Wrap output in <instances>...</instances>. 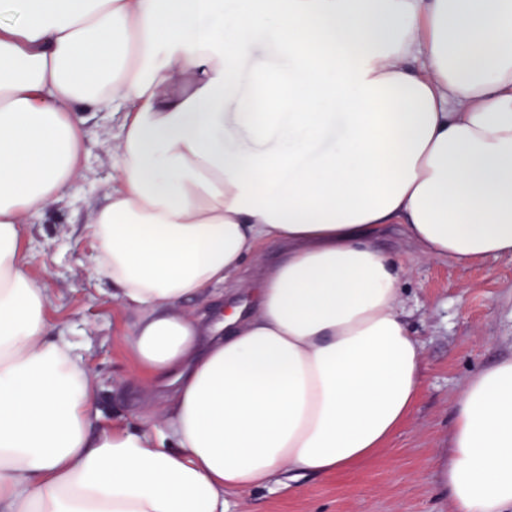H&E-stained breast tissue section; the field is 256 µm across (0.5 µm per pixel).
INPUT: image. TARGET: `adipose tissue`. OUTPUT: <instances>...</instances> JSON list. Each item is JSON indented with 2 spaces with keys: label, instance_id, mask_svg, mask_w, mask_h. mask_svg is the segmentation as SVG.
<instances>
[{
  "label": "adipose tissue",
  "instance_id": "ef3b65f1",
  "mask_svg": "<svg viewBox=\"0 0 512 512\" xmlns=\"http://www.w3.org/2000/svg\"><path fill=\"white\" fill-rule=\"evenodd\" d=\"M233 3L223 31L224 0H0V512H228L350 471L423 387L381 235L512 256V0ZM267 43L292 66L243 85ZM91 112L120 116L91 271L135 315L122 342L165 393L161 429L102 421L22 249L83 169ZM250 265L223 334L181 312ZM448 442L454 512H512V358L469 378Z\"/></svg>",
  "mask_w": 512,
  "mask_h": 512
}]
</instances>
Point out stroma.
<instances>
[{
    "label": "stroma",
    "mask_w": 512,
    "mask_h": 512,
    "mask_svg": "<svg viewBox=\"0 0 512 512\" xmlns=\"http://www.w3.org/2000/svg\"><path fill=\"white\" fill-rule=\"evenodd\" d=\"M88 169L68 198L30 219L23 239L29 272L49 288L55 335L71 337L99 384L96 407L113 423L165 421L134 378L122 334L134 315L100 290L91 275L84 229L112 190L110 113L89 124ZM403 307L422 345L424 384L414 410L386 448L353 471L302 475L289 489L244 491L229 512H452L438 485L448 448L453 401L472 372L512 357V256L461 265L414 258L404 266Z\"/></svg>",
    "instance_id": "stroma-1"
}]
</instances>
